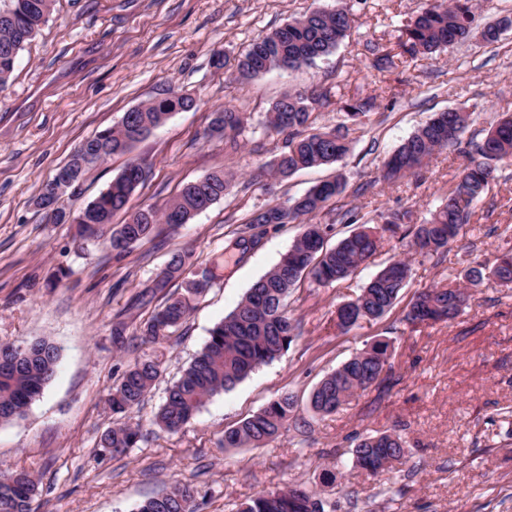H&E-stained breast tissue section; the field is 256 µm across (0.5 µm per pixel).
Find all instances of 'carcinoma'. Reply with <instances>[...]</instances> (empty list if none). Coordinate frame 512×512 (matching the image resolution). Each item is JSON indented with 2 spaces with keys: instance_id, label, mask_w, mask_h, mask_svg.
<instances>
[{
  "instance_id": "cac0c4a2",
  "label": "carcinoma",
  "mask_w": 512,
  "mask_h": 512,
  "mask_svg": "<svg viewBox=\"0 0 512 512\" xmlns=\"http://www.w3.org/2000/svg\"><path fill=\"white\" fill-rule=\"evenodd\" d=\"M53 0H8L0 8V87L10 79L18 52L30 41L51 12ZM512 28V16L479 23L472 0H433L399 38L403 52L411 56H432L471 39L497 42ZM351 29L347 9H314L284 26L254 39L237 59L236 79L250 80L272 70L296 69L330 55L346 39ZM316 99L305 91L283 95L266 112L265 126L286 135L285 150L259 174L281 180L300 170L332 166L350 152L345 137L334 131L311 132L316 120ZM194 100L171 91L168 96L142 103L124 113L114 126L84 140L73 152L89 156L76 179L81 182L94 164L117 155H126L133 146L164 124L176 111H186ZM469 124V113L458 109L435 112L384 163L382 178L392 181L406 175L420 176L433 156L459 143ZM244 126V117L225 108L213 113L210 131L230 143ZM512 160V114L504 113L476 147V156L464 165L448 196L429 220L407 224L408 212H393L374 226L356 210L340 215V222L357 228L329 248L326 240L333 225L313 218L346 189V179L338 172L312 187L287 206L254 212L239 230L236 245L256 243L263 228L274 224H301V232L280 259L245 293L237 306L214 325L200 353L165 392V399L154 414L152 424L167 431H178L190 422L204 403L245 379L256 368L287 351L298 336V323L288 311L290 290L303 279L318 285L344 280L367 264L378 252L385 233L400 235L411 256L448 254V247L463 235L473 214V205L494 179L498 164ZM147 164L131 160L98 197L76 213L52 199L55 223L75 224L81 234L93 233L94 225L110 227L103 244L118 259L131 247L149 237L159 224H186L224 197L233 187L234 177L215 170L190 182L162 206H147L128 215L124 224L112 218L127 211L130 198L144 181ZM411 276V260L394 259L379 270L351 300L336 310V327L346 333L364 321L384 317L394 307ZM487 277L512 282V246L502 248L494 260L476 261L446 283L433 285L414 296L404 320L412 325L447 322L469 305L463 290ZM182 280L184 292L170 295L139 328L149 342L170 337L181 326L193 303L210 285L212 273L191 270L180 253L171 255L157 276L154 290L136 296L132 306L148 307L155 292L175 280ZM0 351L16 360L12 367L0 368V423L22 416L54 377L60 359L58 347L47 339L0 345ZM390 344L376 341L354 354L324 377L310 398L311 409L321 415L335 412L344 402L366 386L379 380L389 365ZM160 363L140 358L129 364L109 401L112 413L126 415L139 407L160 377ZM295 401L283 395L266 407L224 431L226 448L262 447L288 431L293 423ZM142 425L130 421L117 423L100 439V447L119 454L138 447L143 441ZM353 465L375 474L386 463L405 458L403 439L395 433L367 435L353 448ZM37 483L23 469L0 472V512H34ZM336 502H327L301 488L288 487L261 491L237 504L236 512H338ZM136 512H198L196 490L188 483H175L141 503Z\"/></svg>"
}]
</instances>
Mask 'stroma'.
<instances>
[{
  "mask_svg": "<svg viewBox=\"0 0 512 512\" xmlns=\"http://www.w3.org/2000/svg\"><path fill=\"white\" fill-rule=\"evenodd\" d=\"M428 0H54L47 21L19 51L0 88V344L47 337L61 349L56 376L25 415L0 424V468L24 469L39 482L37 512H133L174 482L198 492L199 512H232L262 490L298 485L338 502L340 512H512V285L484 280L457 319L411 326L406 307L419 291L492 257L512 241V166L501 168L446 257L416 260L400 301L384 318L348 333L335 311L386 262L402 257L391 239L352 277L322 287L305 280L288 298L300 334L289 350L229 391L206 401L177 432L149 424L175 381L204 346L215 323L251 283L288 250L299 224L268 226L260 243L234 249L237 231L255 211L302 196L329 174L316 167L269 188L250 177L284 148L265 129V112L284 93L320 97L315 126L352 142L343 161L345 192L317 217L333 225L330 242L348 235L337 209L369 219L407 210L413 223L441 204L459 169L501 113H512V31L487 45L457 44L440 55L396 52L401 29ZM347 8L352 28L316 64L275 70L240 82L228 68L252 39L314 8ZM394 51L393 65L374 66L371 45ZM226 57L216 68L214 53ZM196 105L173 113L136 143L132 155L149 172L128 207L162 205L187 182L222 169L235 176L229 195L181 226L157 225L117 260L101 241L80 238L73 224H53L35 206L43 185L79 144L117 124L142 102L169 91ZM372 98L377 108L352 120L345 102ZM229 107L247 124L230 146L211 138V115ZM470 112L460 146L436 154L421 178L380 182L384 159L432 113ZM129 156L90 168L62 199L71 212L105 189ZM215 278L170 339L144 342L149 310L132 308L173 253ZM124 323V342L112 330ZM375 340L392 343L391 371L330 415L309 398L329 373ZM150 356L162 374L132 417L147 426L139 447L103 452L101 435L117 417L108 397L127 366ZM294 395L297 422L261 448H221L226 429L281 394ZM397 433L406 464L369 475L352 467V450L368 434ZM333 483L322 480L325 472Z\"/></svg>",
  "mask_w": 512,
  "mask_h": 512,
  "instance_id": "obj_1",
  "label": "stroma"
}]
</instances>
